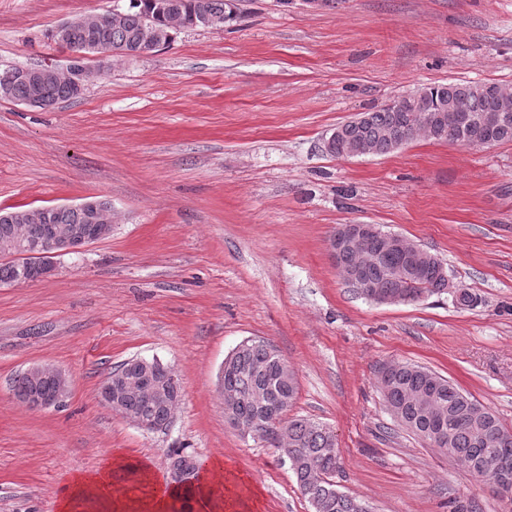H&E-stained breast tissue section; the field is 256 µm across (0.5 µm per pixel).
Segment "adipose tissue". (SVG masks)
Here are the masks:
<instances>
[{
    "label": "adipose tissue",
    "instance_id": "1",
    "mask_svg": "<svg viewBox=\"0 0 512 512\" xmlns=\"http://www.w3.org/2000/svg\"><path fill=\"white\" fill-rule=\"evenodd\" d=\"M135 470L148 490L141 500L143 512H169V505L174 500L189 502L193 512H223L220 466H213L211 474L200 476L191 489L156 481L147 464H137ZM112 485V472L108 469L76 476L62 488L55 503L56 512H74L83 501L94 502L98 512H126V503L114 497Z\"/></svg>",
    "mask_w": 512,
    "mask_h": 512
}]
</instances>
